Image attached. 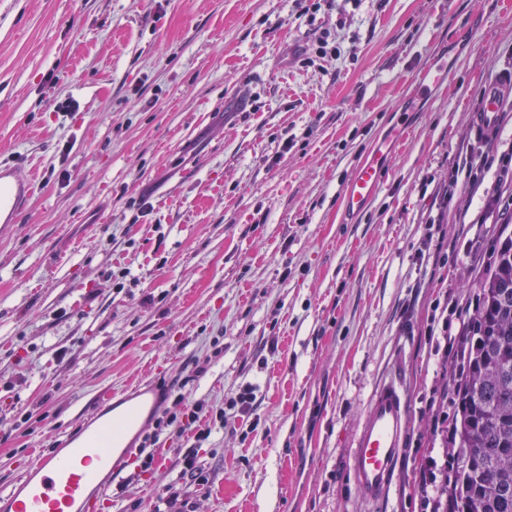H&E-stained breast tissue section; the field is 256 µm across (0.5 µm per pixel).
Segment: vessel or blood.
<instances>
[{"label": "vessel or blood", "instance_id": "1", "mask_svg": "<svg viewBox=\"0 0 512 512\" xmlns=\"http://www.w3.org/2000/svg\"><path fill=\"white\" fill-rule=\"evenodd\" d=\"M512 86V74L491 81L482 93L475 116L483 127L494 128L501 88ZM384 153L362 163L346 187L344 208L362 211L383 184ZM36 191L31 174L13 167L0 170V224L24 219ZM160 404L159 394L140 393L137 401L113 412L99 408L91 424L66 435L50 455H35L34 464L4 493L0 512H97L110 500L112 483L133 459L127 439L141 428ZM412 400L400 372H393L373 392L364 419L350 445L348 476L359 497L370 507L384 505L406 442Z\"/></svg>", "mask_w": 512, "mask_h": 512}]
</instances>
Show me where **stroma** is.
Segmentation results:
<instances>
[{
  "mask_svg": "<svg viewBox=\"0 0 512 512\" xmlns=\"http://www.w3.org/2000/svg\"><path fill=\"white\" fill-rule=\"evenodd\" d=\"M503 2L0 0V166L37 181L0 226V490L147 380L224 422L161 438L104 512H154L171 484L195 512H366L348 444L396 369L412 414L382 512H418L438 306L477 300L512 237L475 221L491 173L459 185L469 223L426 224V180L482 146L479 93L512 70ZM426 65L455 77L416 93ZM384 141L382 188L345 219Z\"/></svg>",
  "mask_w": 512,
  "mask_h": 512,
  "instance_id": "stroma-1",
  "label": "stroma"
}]
</instances>
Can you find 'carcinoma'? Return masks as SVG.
<instances>
[{
    "instance_id": "carcinoma-1",
    "label": "carcinoma",
    "mask_w": 512,
    "mask_h": 512,
    "mask_svg": "<svg viewBox=\"0 0 512 512\" xmlns=\"http://www.w3.org/2000/svg\"><path fill=\"white\" fill-rule=\"evenodd\" d=\"M473 321L475 346L455 384L456 512H512V238L479 288Z\"/></svg>"
}]
</instances>
